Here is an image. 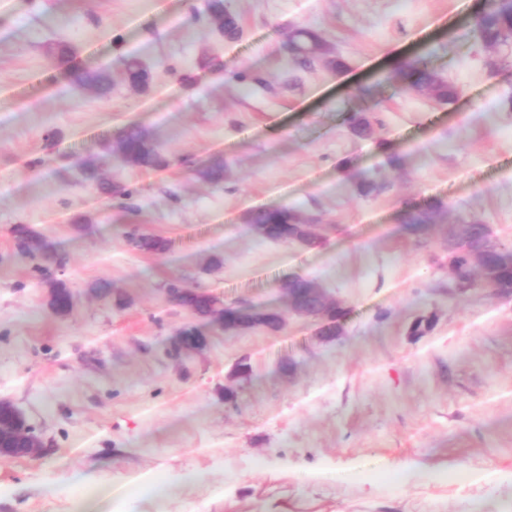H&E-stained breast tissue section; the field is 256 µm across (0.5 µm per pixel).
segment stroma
Returning a JSON list of instances; mask_svg holds the SVG:
<instances>
[{
    "label": "stroma",
    "mask_w": 512,
    "mask_h": 512,
    "mask_svg": "<svg viewBox=\"0 0 512 512\" xmlns=\"http://www.w3.org/2000/svg\"><path fill=\"white\" fill-rule=\"evenodd\" d=\"M206 2L0 0V398L43 444L0 457V512H512V297L455 289L447 256L461 215L512 240V69L492 70L472 32L489 0H224L235 41ZM301 27L327 57L277 68ZM424 45L457 100L398 72ZM128 57L150 69L145 91ZM72 66L109 67L110 96ZM130 124L173 165L108 152ZM216 159L223 179L202 177ZM87 160L135 190L137 219L84 179ZM364 173L380 192L359 193ZM433 201L445 216L416 239L402 212ZM278 206L315 219V245L252 229V211ZM18 225L63 266L36 272ZM134 228L166 249L133 248ZM294 274L341 302L335 339L289 313ZM175 280L286 325L224 332L170 301ZM186 326L202 349L174 350ZM461 468L480 481L436 483ZM188 470L198 483H179ZM141 474L167 494H127ZM207 11L212 23L226 39L232 40L239 36L240 26L235 15L224 9V0H208ZM15 246L20 252L32 257L40 255L43 250V240L40 236L24 226H18L14 230ZM50 294L49 305L60 316H65L71 311L72 293L70 287L62 280L53 281Z\"/></svg>",
    "instance_id": "obj_1"
}]
</instances>
